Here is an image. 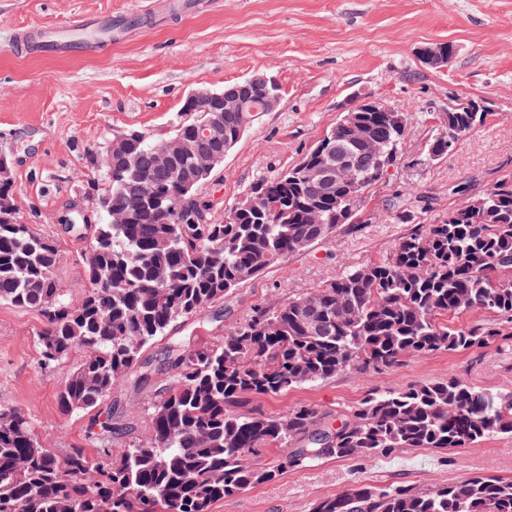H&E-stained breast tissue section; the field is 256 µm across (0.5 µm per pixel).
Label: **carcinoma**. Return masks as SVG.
<instances>
[{
    "label": "carcinoma",
    "mask_w": 512,
    "mask_h": 512,
    "mask_svg": "<svg viewBox=\"0 0 512 512\" xmlns=\"http://www.w3.org/2000/svg\"><path fill=\"white\" fill-rule=\"evenodd\" d=\"M270 91L239 90L246 108ZM175 133L194 135L201 117L224 115L222 140L237 143L248 112L185 99ZM445 134L427 148L435 160L482 125L474 99L448 107ZM405 125L363 101L343 113L302 160L254 183L224 222L182 216V200L213 173L180 162L182 175L154 169L164 144L130 129L112 138L100 171L101 197L120 215L100 213L86 256L87 287L59 286L58 246L22 223L0 218V302L38 312L42 363L76 351L83 359L58 401L66 413H89L120 384L140 389L166 372L174 383L150 405L145 441L113 447L123 424H97L96 457L45 446L28 414L0 411V512H211L212 505L322 457L356 459L405 448H467L512 434V394L464 379L373 389L331 419L300 405L270 416L246 408L254 396H283L344 371L377 374L410 355L487 347L512 338V174L499 192L472 197L469 211L415 231L390 256L350 269L273 307L252 310L224 337L188 347L171 336L240 285L291 254L356 224L361 194L397 160ZM480 312L487 321L456 323ZM169 339L159 363L146 349ZM280 447L275 466L261 448ZM313 512H512V479L479 474L436 488L358 486L319 500Z\"/></svg>",
    "instance_id": "obj_1"
}]
</instances>
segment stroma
<instances>
[{
	"mask_svg": "<svg viewBox=\"0 0 512 512\" xmlns=\"http://www.w3.org/2000/svg\"><path fill=\"white\" fill-rule=\"evenodd\" d=\"M147 0H0V150L13 160L19 213L62 253L59 285L85 286L90 225L104 189L97 160L112 135L138 129L171 135L187 94L223 89L256 72L275 77L282 103L258 113L198 195L216 221L250 186L293 166L335 126L355 98L383 101L406 117L396 163L368 188L360 221L288 256L201 316L174 327L187 345L221 338L254 308L280 303L348 269L390 256L401 237L436 224L468 195L512 172V0H191L188 14L146 19L91 56L45 58L17 52L16 28L137 16ZM453 43L447 66L420 63L421 48ZM478 99L484 126L432 161L426 148L444 133L449 104ZM35 311L0 303V409L29 413L47 447L94 453L91 416L61 411L57 395L79 354L44 365ZM457 376L512 393V339L457 353L407 357L383 373L346 371L282 397L250 405L278 415L311 405L337 417L373 388L394 389ZM153 388L116 386L96 413L113 414L127 434L147 439ZM488 473L512 478V435L467 448H408L364 459L324 458L287 469L274 481L216 501L212 512H312L324 497L359 485L432 488Z\"/></svg>",
	"mask_w": 512,
	"mask_h": 512,
	"instance_id": "stroma-1",
	"label": "stroma"
}]
</instances>
